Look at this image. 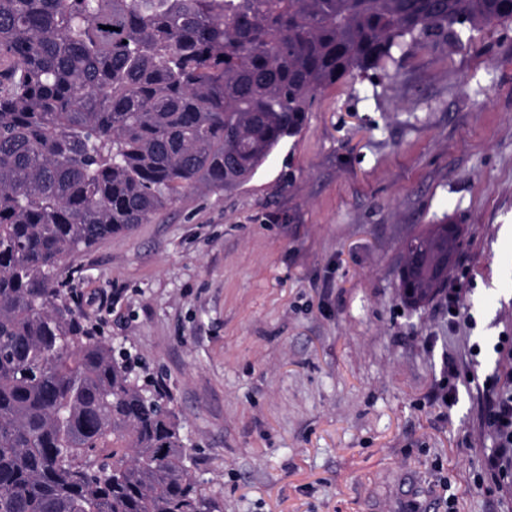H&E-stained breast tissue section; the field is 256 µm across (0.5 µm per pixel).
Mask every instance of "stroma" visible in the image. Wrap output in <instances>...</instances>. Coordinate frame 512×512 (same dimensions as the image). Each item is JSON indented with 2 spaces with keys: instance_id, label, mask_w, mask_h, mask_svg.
Wrapping results in <instances>:
<instances>
[{
  "instance_id": "35a3bbf8",
  "label": "stroma",
  "mask_w": 512,
  "mask_h": 512,
  "mask_svg": "<svg viewBox=\"0 0 512 512\" xmlns=\"http://www.w3.org/2000/svg\"><path fill=\"white\" fill-rule=\"evenodd\" d=\"M393 55L317 94L239 189L63 266L169 393L210 512H512L482 393L512 372V22ZM443 220L460 256L404 305L402 246Z\"/></svg>"
}]
</instances>
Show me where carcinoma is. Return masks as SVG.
<instances>
[{
    "label": "carcinoma",
    "instance_id": "cac0c4a2",
    "mask_svg": "<svg viewBox=\"0 0 512 512\" xmlns=\"http://www.w3.org/2000/svg\"><path fill=\"white\" fill-rule=\"evenodd\" d=\"M506 22L512 0H0V512H204L169 394L61 261L246 183L405 41ZM458 246L446 221L406 241L407 302Z\"/></svg>",
    "mask_w": 512,
    "mask_h": 512
}]
</instances>
